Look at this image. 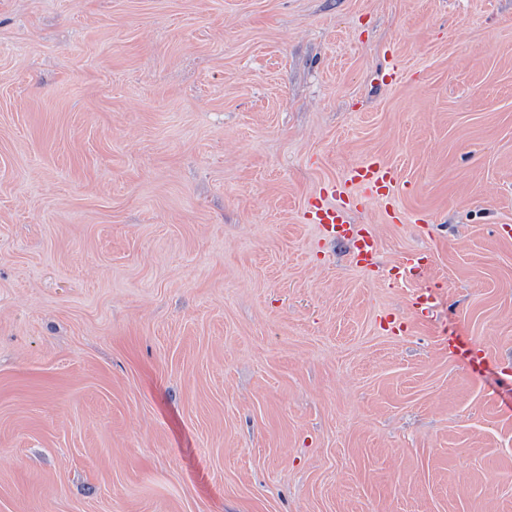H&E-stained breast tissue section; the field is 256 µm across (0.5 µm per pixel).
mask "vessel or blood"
I'll return each instance as SVG.
<instances>
[{
	"label": "vessel or blood",
	"mask_w": 512,
	"mask_h": 512,
	"mask_svg": "<svg viewBox=\"0 0 512 512\" xmlns=\"http://www.w3.org/2000/svg\"><path fill=\"white\" fill-rule=\"evenodd\" d=\"M396 179L393 170L379 160H372L350 169L347 179L338 189L332 190L331 200L319 206L314 222L319 229L331 236L349 238L355 243L352 261L355 266L365 268L377 264L378 244L375 233L351 224L348 220V204L352 191L364 187L381 196L395 193ZM431 267L428 255L407 253L400 262L398 274L423 277ZM436 301L433 288L413 289L409 296V308L413 321L424 324L430 321Z\"/></svg>",
	"instance_id": "b4317fda"
}]
</instances>
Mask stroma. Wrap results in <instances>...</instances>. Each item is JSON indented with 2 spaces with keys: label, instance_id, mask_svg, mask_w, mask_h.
<instances>
[{
  "label": "stroma",
  "instance_id": "obj_1",
  "mask_svg": "<svg viewBox=\"0 0 512 512\" xmlns=\"http://www.w3.org/2000/svg\"><path fill=\"white\" fill-rule=\"evenodd\" d=\"M0 512H512V0H0ZM357 186L366 187L380 196H394L395 174L390 167L377 159L351 168L344 183L337 190L336 184L331 189V199L334 203H324L318 207L314 223L328 235L350 238L354 241L355 252L352 261L356 267H373L376 266L378 258L375 233L351 224L348 220L347 205L350 203L353 189ZM430 267L431 261L427 254L407 253L397 267L395 279L401 278L404 274H411L421 278L428 272ZM436 288H414L409 296V308L413 321L416 324H424L431 320V315L436 302Z\"/></svg>",
  "mask_w": 512,
  "mask_h": 512
}]
</instances>
